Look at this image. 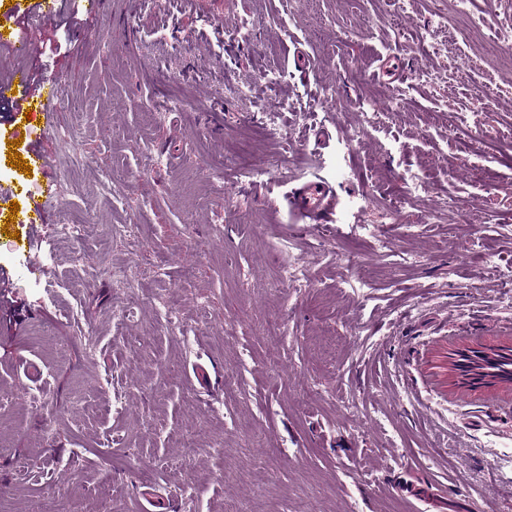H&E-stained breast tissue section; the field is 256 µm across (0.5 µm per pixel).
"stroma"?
<instances>
[{
    "mask_svg": "<svg viewBox=\"0 0 512 512\" xmlns=\"http://www.w3.org/2000/svg\"><path fill=\"white\" fill-rule=\"evenodd\" d=\"M478 6L480 37L452 18L426 52L449 0H102L38 26L31 57L0 46V81L61 88L29 129L0 124V188L47 203L0 230V512H166L144 489L180 512H512V387L446 364L512 345V69L486 46L512 0ZM13 140L52 166L8 165ZM314 173L338 204L305 223L287 196ZM63 210L90 224L68 245ZM122 224L145 232L109 238ZM124 270L151 276L119 323Z\"/></svg>",
    "mask_w": 512,
    "mask_h": 512,
    "instance_id": "obj_1",
    "label": "stroma"
}]
</instances>
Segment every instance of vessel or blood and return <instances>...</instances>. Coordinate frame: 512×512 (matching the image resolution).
I'll return each instance as SVG.
<instances>
[{
  "mask_svg": "<svg viewBox=\"0 0 512 512\" xmlns=\"http://www.w3.org/2000/svg\"><path fill=\"white\" fill-rule=\"evenodd\" d=\"M61 6L62 0H27L24 7L7 13L5 20L14 26L20 24L25 15L34 14L49 22L59 15ZM57 95V87L35 83L28 71H21L14 81L0 84V121L22 127L26 111H46ZM290 207L299 218L318 222L335 210L336 193L329 183L315 176L295 190Z\"/></svg>",
  "mask_w": 512,
  "mask_h": 512,
  "instance_id": "obj_1",
  "label": "vessel or blood"
}]
</instances>
